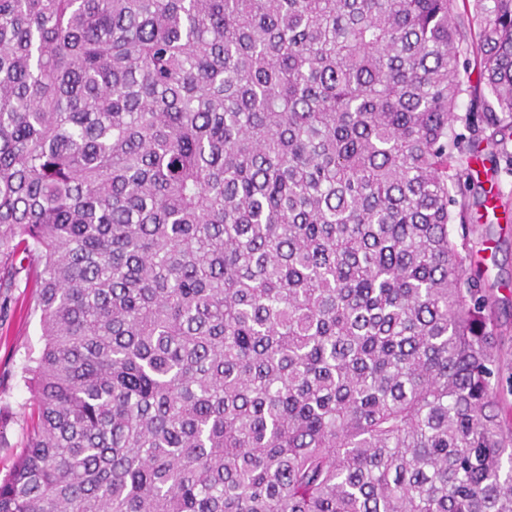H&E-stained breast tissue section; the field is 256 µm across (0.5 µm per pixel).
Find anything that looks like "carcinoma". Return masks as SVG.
Here are the masks:
<instances>
[{
    "mask_svg": "<svg viewBox=\"0 0 512 512\" xmlns=\"http://www.w3.org/2000/svg\"><path fill=\"white\" fill-rule=\"evenodd\" d=\"M511 139L512 0H0V512H512L451 194ZM12 288L0 311V408L8 414L0 427L8 443L0 447V476L5 475L23 451L31 390L22 374L25 354L42 346L39 315L33 313L36 288Z\"/></svg>",
    "mask_w": 512,
    "mask_h": 512,
    "instance_id": "carcinoma-1",
    "label": "carcinoma"
}]
</instances>
